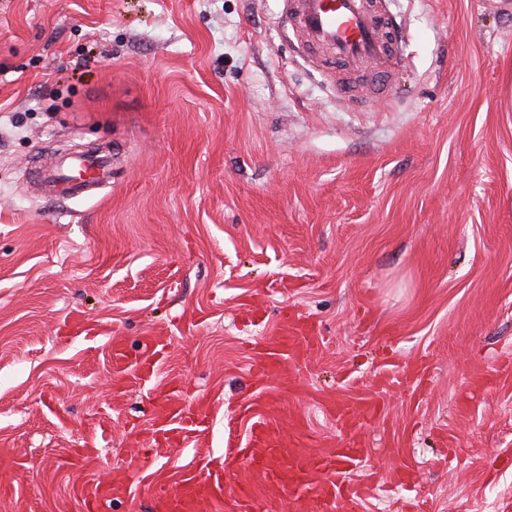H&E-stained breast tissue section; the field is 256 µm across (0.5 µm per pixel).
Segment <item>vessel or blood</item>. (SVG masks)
I'll use <instances>...</instances> for the list:
<instances>
[{"instance_id":"1","label":"vessel or blood","mask_w":512,"mask_h":512,"mask_svg":"<svg viewBox=\"0 0 512 512\" xmlns=\"http://www.w3.org/2000/svg\"><path fill=\"white\" fill-rule=\"evenodd\" d=\"M281 26L296 34L302 56L314 49H330L346 63L388 64L395 54L398 36L385 11H370L365 0H281ZM80 176L85 190L99 189L110 183L112 171L104 156L79 155L63 166L45 165L40 178L53 196H69L72 176ZM146 357L130 363L121 342L112 344V363L123 372L136 366L140 381H150L155 373L153 358L164 348L158 336L147 337ZM319 351V339L312 336L301 316L280 321L267 351L253 356L251 370L261 380L274 379L280 386L296 384ZM326 410L337 427L346 430L343 441L310 433L296 407H282L275 401L254 397L240 407L253 424L247 439H239L235 429H227L224 459L220 466L199 478L184 473L176 491L159 495L156 512H217L230 503L233 512H254L262 488L285 494L289 512H358L366 495L363 485L351 479L368 453L360 434L362 422L379 412L378 402L369 396L343 398L328 396ZM156 423L171 432L198 431L204 427L205 412L184 417L181 408L161 401L155 411ZM251 469L254 479L241 478L242 469ZM118 481L99 482L81 487L84 512H110L112 499L120 491Z\"/></svg>"}]
</instances>
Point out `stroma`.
Returning <instances> with one entry per match:
<instances>
[{
    "mask_svg": "<svg viewBox=\"0 0 512 512\" xmlns=\"http://www.w3.org/2000/svg\"><path fill=\"white\" fill-rule=\"evenodd\" d=\"M387 7L394 93L354 108L279 0H0V512H83L80 486L135 472L164 393L207 428L112 512L207 475L227 424L249 434L238 403H296L249 371L293 313L322 341L307 390L380 403L360 512H512V0ZM98 145L111 186L34 189L46 160ZM147 336L167 344L152 380L116 372L113 341L135 358Z\"/></svg>",
    "mask_w": 512,
    "mask_h": 512,
    "instance_id": "obj_1",
    "label": "stroma"
}]
</instances>
